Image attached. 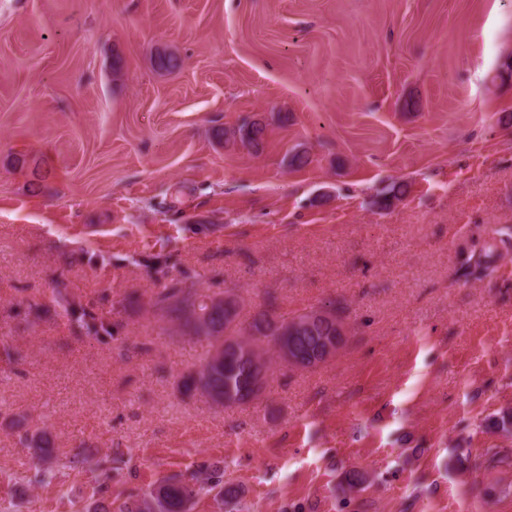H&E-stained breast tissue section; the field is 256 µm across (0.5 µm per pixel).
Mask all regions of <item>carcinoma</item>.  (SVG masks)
Here are the masks:
<instances>
[{"label": "carcinoma", "mask_w": 512, "mask_h": 512, "mask_svg": "<svg viewBox=\"0 0 512 512\" xmlns=\"http://www.w3.org/2000/svg\"><path fill=\"white\" fill-rule=\"evenodd\" d=\"M154 66L172 72L181 66L180 58L167 51L154 56ZM215 136L227 147L241 146L259 152L266 138V125L260 121H248L233 129L220 128ZM496 245L485 243L472 246L464 258L467 274H484L490 269ZM92 261L81 250H73L65 256L53 279V302L68 317L74 331L93 339H114L120 325L99 314L92 301L74 297L68 285L67 275L72 268ZM133 263L148 269L158 286L153 295L152 307L156 315L170 323L171 336H198L222 344L218 355H210L201 369L185 376L182 387L187 392L199 391L212 402L220 405L246 403L258 396L254 390L260 370L271 371L270 349L276 346H295L299 354L309 357L315 352L318 341L326 336L341 335L342 318L333 321L316 318L309 328L295 329L292 321L304 319V315L288 316L273 306L258 309L242 317L243 301L235 289L230 288L218 298L199 292L194 277L183 274L170 275L168 258L160 254L147 260L133 259ZM34 456L49 461L55 452L51 435L42 431L29 439ZM82 462L96 473L100 499L96 512H193L197 497L203 491L214 494L218 507L239 506L241 491L224 482V465L216 460L203 464L188 474H176L158 483L130 494L124 499L112 498L113 473L130 467L131 460L121 457L102 458L87 446L80 447Z\"/></svg>", "instance_id": "1"}]
</instances>
